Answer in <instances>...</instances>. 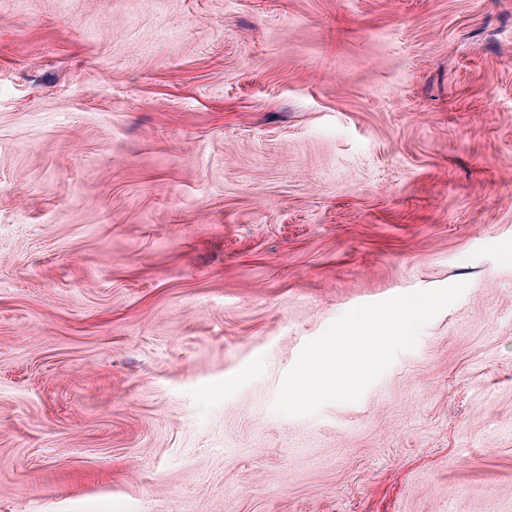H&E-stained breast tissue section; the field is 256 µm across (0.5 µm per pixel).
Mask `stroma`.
Returning <instances> with one entry per match:
<instances>
[{
    "label": "stroma",
    "mask_w": 512,
    "mask_h": 512,
    "mask_svg": "<svg viewBox=\"0 0 512 512\" xmlns=\"http://www.w3.org/2000/svg\"><path fill=\"white\" fill-rule=\"evenodd\" d=\"M0 512H512V0H0Z\"/></svg>",
    "instance_id": "35a3bbf8"
}]
</instances>
